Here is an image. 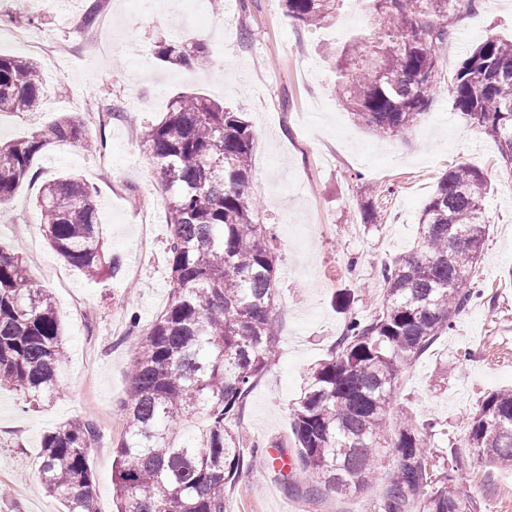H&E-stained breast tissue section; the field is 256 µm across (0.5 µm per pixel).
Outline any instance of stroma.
<instances>
[{
    "instance_id": "35a3bbf8",
    "label": "stroma",
    "mask_w": 512,
    "mask_h": 512,
    "mask_svg": "<svg viewBox=\"0 0 512 512\" xmlns=\"http://www.w3.org/2000/svg\"><path fill=\"white\" fill-rule=\"evenodd\" d=\"M91 0H49L31 25L26 0H0V52L41 61L40 107L0 115V138L46 130L63 113L78 114L103 136L111 166L72 143H50L36 159V177L0 213V238L27 262L52 295L63 324L67 360L53 404L33 408L0 391V512H63L37 475L44 434L63 422L92 420L99 439L89 452L101 512H116L112 451L122 438L120 403L129 386L139 337L114 334L113 322L137 315L148 325L171 290L164 246L169 235L156 165L132 126L158 121L169 100L199 93L244 114L255 132L251 192L260 223L269 225L281 277L278 346L247 397L239 421L247 460L225 493L226 512H372L396 469L378 461V478L349 496L322 501L290 492L298 473L268 468L255 444L293 451L290 408L307 369L328 357L350 313L379 310L382 261L413 246L418 218L449 168L467 164L491 181L485 200L489 237L476 269L481 298L458 315L448 333L405 369L394 409L429 423L430 465L441 469L457 449L458 477L470 488L472 512H512V469L492 468L464 446L469 413L490 392L512 387V180L503 177L496 144L463 121L448 88L470 47L490 36L512 39V0H475L448 42L439 45V76L430 108L403 136H379L356 124L336 96L329 54L367 25L366 0H345L333 25L307 29L283 14L280 0H224L214 13L197 0H104L95 29L80 15ZM205 43L208 65L186 70L159 62L157 39ZM75 171L102 202L101 231L122 263L120 279L92 280L56 256L43 238L35 202L45 182ZM376 186L377 217L364 223L363 185ZM150 202L149 226L138 214ZM152 246L137 248L141 230ZM357 259L358 272L348 263ZM352 297L340 307L339 293ZM454 369L442 375L444 363Z\"/></svg>"
}]
</instances>
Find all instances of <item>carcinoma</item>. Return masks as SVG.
<instances>
[{
  "label": "carcinoma",
  "instance_id": "carcinoma-1",
  "mask_svg": "<svg viewBox=\"0 0 512 512\" xmlns=\"http://www.w3.org/2000/svg\"><path fill=\"white\" fill-rule=\"evenodd\" d=\"M345 0H281L284 15L317 29L336 20ZM369 34L333 61L336 92L361 126L378 134L414 129L436 91L437 48L474 0H368ZM156 58L204 66L208 46L159 40ZM451 94L467 123L512 162V41L488 38L457 69ZM38 62L0 54V112L38 107ZM143 139L167 193L165 254L172 288L164 310L131 360L121 401L126 431L114 451L118 512H225L224 493L245 465L237 422L275 352L277 255L271 231L254 220L249 178L254 132L243 113L197 93L173 97ZM89 146L85 123L64 114L47 130L0 142V210L33 178L51 142ZM478 169L459 165L438 181L418 219V241L380 265L384 302L350 317L328 358L311 366L291 408L295 452L289 466L307 493L346 495L376 478L390 454L396 473L374 512H470L455 476L458 453L430 471L425 427L408 415L390 420L401 372L452 328L476 298L474 276L489 235ZM51 248L89 279L116 277L105 251L99 199L81 175L66 172L36 200ZM67 348L52 298L13 247L0 241V389L39 407L57 392ZM97 437L88 420L44 435L37 473L64 512H98L88 464ZM465 447L491 467L512 468V389L489 393L468 416Z\"/></svg>",
  "mask_w": 512,
  "mask_h": 512
}]
</instances>
